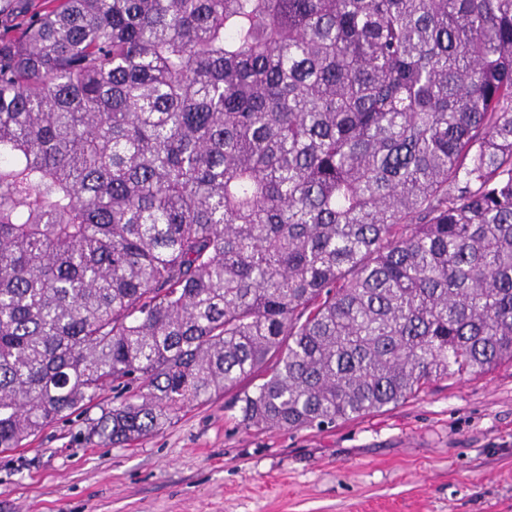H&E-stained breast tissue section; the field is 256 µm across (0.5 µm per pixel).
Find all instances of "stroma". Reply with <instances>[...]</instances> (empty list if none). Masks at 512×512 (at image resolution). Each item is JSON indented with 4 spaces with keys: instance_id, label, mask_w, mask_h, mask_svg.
<instances>
[{
    "instance_id": "35a3bbf8",
    "label": "stroma",
    "mask_w": 512,
    "mask_h": 512,
    "mask_svg": "<svg viewBox=\"0 0 512 512\" xmlns=\"http://www.w3.org/2000/svg\"><path fill=\"white\" fill-rule=\"evenodd\" d=\"M104 392L0 453V512H512V366L325 428L245 429L224 398L89 436Z\"/></svg>"
}]
</instances>
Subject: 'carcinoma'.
Listing matches in <instances>:
<instances>
[{"mask_svg":"<svg viewBox=\"0 0 512 512\" xmlns=\"http://www.w3.org/2000/svg\"><path fill=\"white\" fill-rule=\"evenodd\" d=\"M512 365V0H42L0 38V453L125 393L321 427Z\"/></svg>","mask_w":512,"mask_h":512,"instance_id":"cac0c4a2","label":"carcinoma"}]
</instances>
